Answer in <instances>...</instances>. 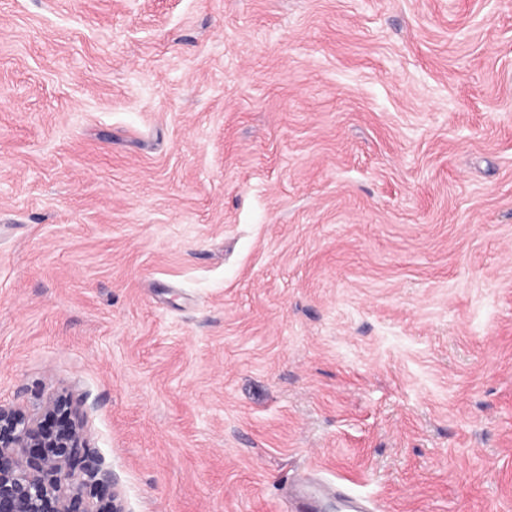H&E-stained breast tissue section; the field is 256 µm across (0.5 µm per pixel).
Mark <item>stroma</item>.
<instances>
[{
  "label": "stroma",
  "instance_id": "1",
  "mask_svg": "<svg viewBox=\"0 0 512 512\" xmlns=\"http://www.w3.org/2000/svg\"><path fill=\"white\" fill-rule=\"evenodd\" d=\"M128 512H512V0H0V402Z\"/></svg>",
  "mask_w": 512,
  "mask_h": 512
}]
</instances>
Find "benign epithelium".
I'll return each mask as SVG.
<instances>
[{
	"label": "benign epithelium",
	"instance_id": "benign-epithelium-1",
	"mask_svg": "<svg viewBox=\"0 0 512 512\" xmlns=\"http://www.w3.org/2000/svg\"><path fill=\"white\" fill-rule=\"evenodd\" d=\"M48 418L64 425L48 427ZM85 419L84 402L68 394L40 415L0 404V512H125L117 492L101 494L114 478L89 446Z\"/></svg>",
	"mask_w": 512,
	"mask_h": 512
}]
</instances>
